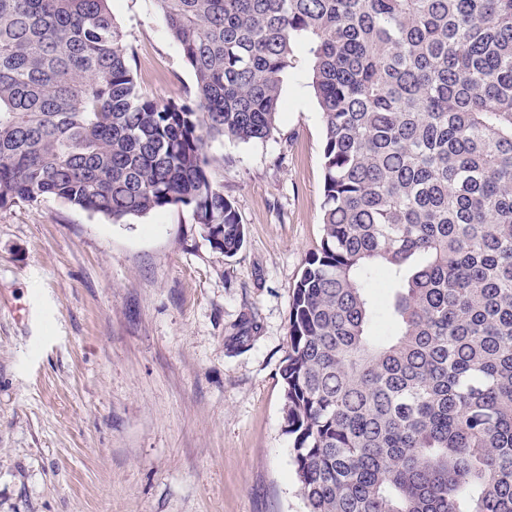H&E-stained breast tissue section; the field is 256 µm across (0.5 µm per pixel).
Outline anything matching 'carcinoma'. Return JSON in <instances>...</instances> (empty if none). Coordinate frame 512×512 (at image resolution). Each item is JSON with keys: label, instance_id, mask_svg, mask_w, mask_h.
I'll use <instances>...</instances> for the list:
<instances>
[{"label": "carcinoma", "instance_id": "obj_1", "mask_svg": "<svg viewBox=\"0 0 512 512\" xmlns=\"http://www.w3.org/2000/svg\"><path fill=\"white\" fill-rule=\"evenodd\" d=\"M110 2L0 0V207L182 206L235 255L207 142L273 134L303 45L323 238L281 379L308 512H512V0H151L195 76L165 103Z\"/></svg>", "mask_w": 512, "mask_h": 512}]
</instances>
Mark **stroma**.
<instances>
[{"label":"stroma","instance_id":"obj_1","mask_svg":"<svg viewBox=\"0 0 512 512\" xmlns=\"http://www.w3.org/2000/svg\"><path fill=\"white\" fill-rule=\"evenodd\" d=\"M141 90L195 77L151 0H111ZM273 135L207 147L245 228L0 208V512H307L283 431L294 287L321 248L323 121L304 48Z\"/></svg>","mask_w":512,"mask_h":512}]
</instances>
